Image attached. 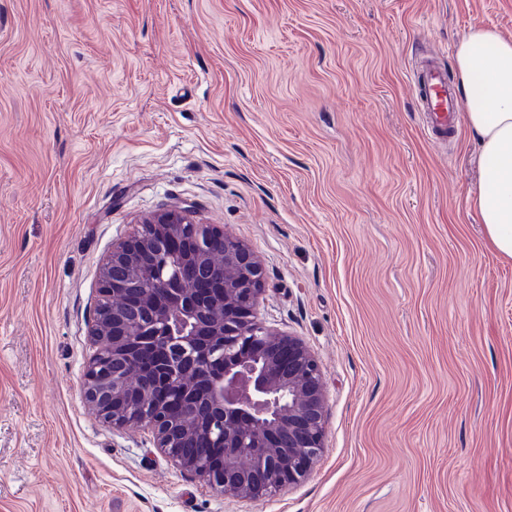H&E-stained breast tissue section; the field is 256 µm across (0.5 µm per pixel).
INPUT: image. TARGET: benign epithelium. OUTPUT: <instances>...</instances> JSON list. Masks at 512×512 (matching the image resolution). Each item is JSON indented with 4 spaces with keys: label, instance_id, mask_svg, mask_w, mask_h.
Instances as JSON below:
<instances>
[{
    "label": "benign epithelium",
    "instance_id": "obj_1",
    "mask_svg": "<svg viewBox=\"0 0 512 512\" xmlns=\"http://www.w3.org/2000/svg\"><path fill=\"white\" fill-rule=\"evenodd\" d=\"M264 285L259 258L220 227L180 206L143 217L102 267L108 306L90 336L112 358L90 359L80 380L102 423L151 429L178 467L249 499L302 481L326 426L312 351L255 320Z\"/></svg>",
    "mask_w": 512,
    "mask_h": 512
}]
</instances>
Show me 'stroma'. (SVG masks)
<instances>
[{
    "label": "stroma",
    "instance_id": "obj_1",
    "mask_svg": "<svg viewBox=\"0 0 512 512\" xmlns=\"http://www.w3.org/2000/svg\"><path fill=\"white\" fill-rule=\"evenodd\" d=\"M512 0H0V512H512V261L478 139L411 83ZM189 206L266 272L324 380L325 449L262 500L88 410L100 269ZM412 92L417 100L426 133L446 142L457 136L461 122V106L456 89L448 81L446 69L429 55L416 68Z\"/></svg>",
    "mask_w": 512,
    "mask_h": 512
}]
</instances>
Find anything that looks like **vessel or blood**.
Wrapping results in <instances>:
<instances>
[{"instance_id": "vessel-or-blood-1", "label": "vessel or blood", "mask_w": 512, "mask_h": 512, "mask_svg": "<svg viewBox=\"0 0 512 512\" xmlns=\"http://www.w3.org/2000/svg\"><path fill=\"white\" fill-rule=\"evenodd\" d=\"M412 92L431 138L445 142L457 136L462 112L459 98L446 69L435 56H427L419 62Z\"/></svg>"}]
</instances>
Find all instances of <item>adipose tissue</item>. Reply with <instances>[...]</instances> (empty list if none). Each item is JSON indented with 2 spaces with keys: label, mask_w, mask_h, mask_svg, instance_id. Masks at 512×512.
<instances>
[{
  "label": "adipose tissue",
  "mask_w": 512,
  "mask_h": 512,
  "mask_svg": "<svg viewBox=\"0 0 512 512\" xmlns=\"http://www.w3.org/2000/svg\"><path fill=\"white\" fill-rule=\"evenodd\" d=\"M455 66L466 122L479 139L482 175L472 204L490 247L512 259V39L472 26L456 47Z\"/></svg>",
  "instance_id": "1"
}]
</instances>
